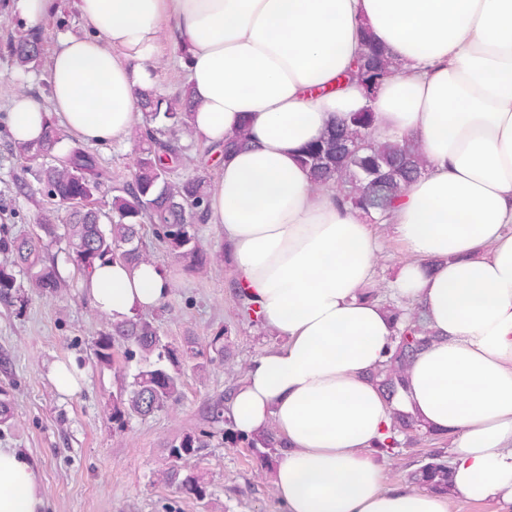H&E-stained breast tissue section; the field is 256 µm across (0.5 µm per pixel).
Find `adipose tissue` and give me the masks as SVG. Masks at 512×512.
Segmentation results:
<instances>
[{
  "label": "adipose tissue",
  "mask_w": 512,
  "mask_h": 512,
  "mask_svg": "<svg viewBox=\"0 0 512 512\" xmlns=\"http://www.w3.org/2000/svg\"><path fill=\"white\" fill-rule=\"evenodd\" d=\"M86 33L60 35L50 107L23 94L14 140L48 115L94 144L128 143L138 93L169 48L206 144L249 121L254 145L223 160L208 195L238 281L277 341L224 402L245 437L275 427L273 486L286 512H448V495L384 487L374 458L395 412L451 437L450 493L512 512V0H78ZM398 65L373 100L337 85L360 33ZM371 136L425 159L390 222L407 258L390 284L434 341L386 396L372 371L398 325L375 282L379 240L362 211L314 185L301 148L362 107ZM84 286L112 321L160 307L173 282L151 262L96 264ZM32 461L0 448V512H44Z\"/></svg>",
  "instance_id": "ef3b65f1"
}]
</instances>
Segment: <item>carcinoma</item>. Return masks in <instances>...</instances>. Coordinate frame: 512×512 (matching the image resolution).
Segmentation results:
<instances>
[{"mask_svg":"<svg viewBox=\"0 0 512 512\" xmlns=\"http://www.w3.org/2000/svg\"><path fill=\"white\" fill-rule=\"evenodd\" d=\"M364 50L352 74L342 73L337 83L351 77L361 80L388 79L397 67L372 38L364 32ZM43 52V38L31 32L9 44L12 64L25 71L36 63ZM192 101L189 91L175 100L148 91L140 95L137 108L143 114V125L134 128V139L141 143L131 178L120 187H112V172L105 169L98 155L79 143L59 149L61 130L49 121L42 141L15 143L11 146L21 161L22 174L16 177V188L25 194L30 185L25 174L37 172L56 211L41 214L34 231L18 234L0 224V254L12 255L11 263L0 264V300L24 305L28 295L36 293L57 298L67 287L57 263L48 262L42 252L45 241L64 239L68 254L81 275H87L97 261H123L137 264L150 257L141 245L142 230L149 227L153 237L188 273H201L210 267L212 258L203 248L198 225L206 223L205 205L208 186L202 176L175 180L173 170L181 164L182 148L176 133H191L189 125ZM375 115L352 112L330 126L324 135L306 145L300 160L316 185L337 187L336 199L367 214L385 217L392 201L401 196L420 174L423 157L397 143H378L370 137ZM248 124L235 135L208 152L228 155L250 144ZM366 138L367 146L353 155V144ZM357 185L351 196L339 190ZM111 197L108 209L104 198ZM66 213L64 224L58 223L57 212ZM240 316L259 321L261 316L247 298L244 288L236 291ZM388 310L395 318L407 315L402 330L394 337L395 349L389 359L373 373L372 379L390 396L403 386L405 372L416 354L427 347L434 334L419 311L405 312L393 305ZM127 360H138L131 380L122 381L112 394V423L121 428L130 419L145 418L169 408L181 400L183 362L196 360L205 353L192 345L177 349L165 342L155 323L141 314L110 323L95 341L98 362L109 363L119 351ZM431 432L411 416L396 414L387 436L379 442L382 454L392 458L398 448L420 435ZM280 441L274 429L247 440L251 448H277ZM206 446L202 436L187 434L171 445L173 464L161 473L160 480L193 494L202 500L206 487L186 468L199 449ZM448 462L440 454L428 456L411 474L420 488L446 493L449 491Z\"/></svg>","mask_w":512,"mask_h":512,"instance_id":"1","label":"carcinoma"}]
</instances>
